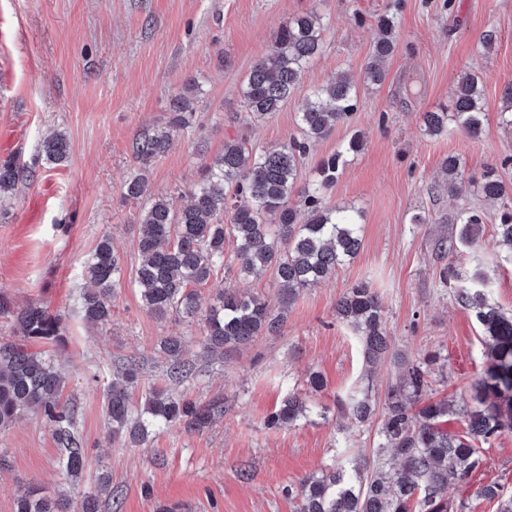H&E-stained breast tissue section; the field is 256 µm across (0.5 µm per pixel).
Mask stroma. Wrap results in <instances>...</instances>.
Instances as JSON below:
<instances>
[{"mask_svg": "<svg viewBox=\"0 0 512 512\" xmlns=\"http://www.w3.org/2000/svg\"><path fill=\"white\" fill-rule=\"evenodd\" d=\"M307 13L324 18L321 54L279 112L249 119L239 95L243 79L268 53L273 31ZM381 15L394 19L397 48L385 81L369 86L364 68ZM489 29L497 40L487 50L480 40ZM464 71L483 79L482 136L471 139L453 127L423 135L421 114L451 106ZM339 72L356 82L357 109L312 146L299 181L314 179L319 160L361 136V150L348 156L328 193L331 203L359 213L361 250L333 279L301 292L281 335L258 337L217 360L200 356L204 318L158 319L135 284L141 204L122 197L140 170L132 144L143 130L164 125L170 93L194 79L200 123L180 133L149 173L151 194L184 205L225 137L261 148L297 136L307 94ZM511 85L512 0H0V162L13 158L35 169L0 211V342L16 341L11 314L30 302L59 315L65 345L27 348L58 359L87 450L85 470L73 479L57 467L58 444L41 418L28 414L0 431V512H15L21 489L77 501L104 476L112 493L101 497L100 512H168L171 504L193 512H298L288 485L340 460L342 449L368 454L377 441L375 425L340 430L333 413L337 397L362 377L358 343L335 312L338 298L361 280L378 290L397 350L440 353L435 395L463 405L483 371L482 333L440 283L436 247L456 235L459 214L483 211L478 243L458 247L449 259L464 271L481 266L490 303L512 315V261L496 243L498 206L474 183L493 166L512 184V166L500 164L512 155V125L501 115ZM57 132L69 144L58 164L42 153L44 139ZM451 154L466 178L459 191L441 170ZM417 214L425 223H413ZM106 235L122 284L110 320L93 325L79 310L83 266ZM224 252L225 267L198 289L202 299L226 287L276 301L272 273L239 278L233 240ZM166 336L185 343L191 373L183 381L167 371L159 348ZM131 362L140 366L137 392L166 388L219 399L224 415L200 431L178 424L142 445L124 444L110 432L104 400L114 374ZM313 372L326 386L312 394L306 382ZM291 392L308 395L316 412L296 426L268 429L266 418ZM482 454L473 483L448 489L465 512H495L478 495L482 485L512 489V434Z\"/></svg>", "mask_w": 512, "mask_h": 512, "instance_id": "stroma-1", "label": "stroma"}]
</instances>
